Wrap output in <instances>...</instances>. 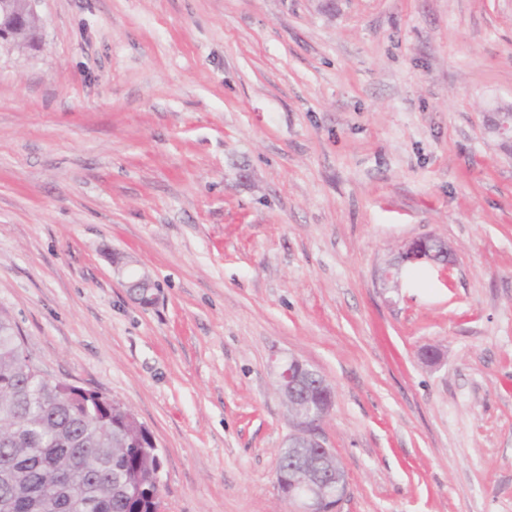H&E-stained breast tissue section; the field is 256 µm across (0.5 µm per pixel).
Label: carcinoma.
Instances as JSON below:
<instances>
[{
    "label": "carcinoma",
    "instance_id": "1",
    "mask_svg": "<svg viewBox=\"0 0 512 512\" xmlns=\"http://www.w3.org/2000/svg\"><path fill=\"white\" fill-rule=\"evenodd\" d=\"M149 445L130 409L46 383L0 314V512H156Z\"/></svg>",
    "mask_w": 512,
    "mask_h": 512
}]
</instances>
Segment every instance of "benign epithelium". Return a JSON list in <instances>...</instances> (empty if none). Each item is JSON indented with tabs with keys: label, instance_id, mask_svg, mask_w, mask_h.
Returning a JSON list of instances; mask_svg holds the SVG:
<instances>
[{
	"label": "benign epithelium",
	"instance_id": "benign-epithelium-1",
	"mask_svg": "<svg viewBox=\"0 0 512 512\" xmlns=\"http://www.w3.org/2000/svg\"><path fill=\"white\" fill-rule=\"evenodd\" d=\"M39 0H0V46L14 45L38 21L36 3ZM489 131L512 140V113L501 111L489 124ZM448 246L437 238H420L409 242L401 252L400 263L415 264L423 260L446 264L450 262ZM150 277L143 273L127 286L143 304L154 301L150 294ZM278 392L290 409L292 429L285 439L287 448H307L309 453L293 472L276 473L277 484L288 500L296 505L295 512H331L347 494L348 478L344 467L332 449L325 446L321 427L333 399L321 394L315 401L295 396L303 376L318 374L296 358L280 360L273 365Z\"/></svg>",
	"mask_w": 512,
	"mask_h": 512
}]
</instances>
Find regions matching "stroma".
<instances>
[{
  "label": "stroma",
  "mask_w": 512,
  "mask_h": 512,
  "mask_svg": "<svg viewBox=\"0 0 512 512\" xmlns=\"http://www.w3.org/2000/svg\"><path fill=\"white\" fill-rule=\"evenodd\" d=\"M37 11L0 47V312L149 429L161 512H293L291 356L333 391L337 512H512V0ZM426 237L453 263L387 283Z\"/></svg>",
  "instance_id": "obj_1"
}]
</instances>
